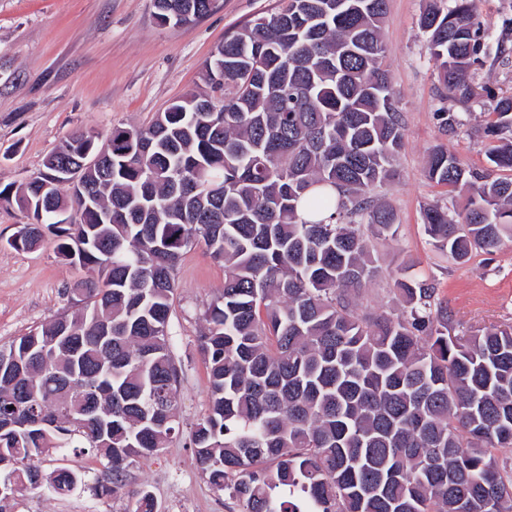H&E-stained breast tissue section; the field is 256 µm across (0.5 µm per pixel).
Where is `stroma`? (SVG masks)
Wrapping results in <instances>:
<instances>
[{
	"instance_id": "35a3bbf8",
	"label": "stroma",
	"mask_w": 512,
	"mask_h": 512,
	"mask_svg": "<svg viewBox=\"0 0 512 512\" xmlns=\"http://www.w3.org/2000/svg\"><path fill=\"white\" fill-rule=\"evenodd\" d=\"M285 4L215 0L208 15L164 27L155 20L154 0H0V189L36 176L45 157L74 131L104 138L115 127L149 126L173 101L203 90L204 63L226 35ZM426 5L427 0H388L383 24L381 67L396 93L405 146L396 180L372 193L396 211L399 227L378 246L381 269L364 305L372 311L391 306V278L405 263L410 275L434 285L456 331L468 333L512 324V243L491 255L475 253L462 265L438 256L427 243L421 212L450 198L426 178L424 165L428 152L443 143L470 169H487L484 114L497 98L512 94V0L478 2L489 45L505 44L509 53L475 70L476 97L465 105L443 98L419 27ZM444 109L459 116L462 126L443 132L436 114ZM27 221L18 209L0 207V344L67 311L65 287L84 275L57 257L54 240L36 252L11 248L9 239ZM175 281L170 334L184 371L178 415L188 427L208 403V363L197 338L204 310L224 288V266L200 243L184 251ZM60 467L84 473L85 487L63 496L21 491L14 512H124L126 498L95 491L104 471L99 455L50 449L44 472ZM143 486L153 492L159 512H238L209 484L181 435L159 458L130 467L128 489Z\"/></svg>"
}]
</instances>
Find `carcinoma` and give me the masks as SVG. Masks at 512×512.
<instances>
[{"instance_id":"cac0c4a2","label":"carcinoma","mask_w":512,"mask_h":512,"mask_svg":"<svg viewBox=\"0 0 512 512\" xmlns=\"http://www.w3.org/2000/svg\"><path fill=\"white\" fill-rule=\"evenodd\" d=\"M428 0L420 18L444 96L475 97L485 63L477 0ZM159 23L213 0H154ZM387 0H288L224 39L188 93L146 128L65 137L28 182L0 190L27 213L8 241L48 236L90 278L70 308L0 344V512L20 483L66 495L84 482L39 461L90 448L103 494L180 433L170 337L175 271L204 242L224 289L197 336L209 404L187 431L208 482L239 512H512V325L451 332L435 288L392 279L399 308L361 310L392 208L404 125L386 72ZM489 168L434 147L428 179L466 191L423 209L430 244L466 263L512 241V95L486 114ZM101 153L106 173L86 166ZM306 206L317 220L299 216ZM125 512H159L151 491Z\"/></svg>"}]
</instances>
